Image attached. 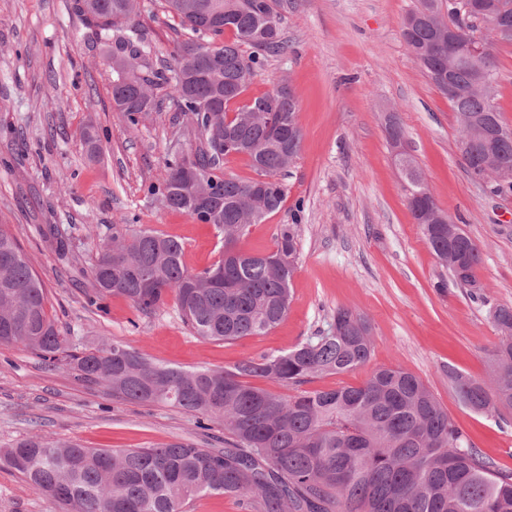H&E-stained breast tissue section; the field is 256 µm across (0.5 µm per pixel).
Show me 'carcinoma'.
<instances>
[{"label": "carcinoma", "instance_id": "1", "mask_svg": "<svg viewBox=\"0 0 512 512\" xmlns=\"http://www.w3.org/2000/svg\"><path fill=\"white\" fill-rule=\"evenodd\" d=\"M441 2L417 0L403 20L404 43L456 112V147L471 177H482L486 155L512 171V128L496 104L493 54L495 45L512 44V35L498 33L502 18L512 29V0H483L485 21L465 24L451 50L448 34L431 20L441 14ZM76 6L98 28L112 66L129 64L127 76L112 88L116 111L159 109L153 89L167 83L178 110L192 116L199 141L168 164L157 193L167 208L212 225L221 242L218 261L191 271L180 239L114 224L92 264L88 302L122 295L149 315L172 293L184 323L203 340L231 342L270 331L288 315L300 225H278L272 252H228L239 248L251 225L282 208L286 193L277 175L301 150L300 129L286 148L279 138L280 129L298 124L296 94L286 85L277 81L253 104H236L265 55L288 49L280 27L263 39L265 18L282 20V0H164L184 38L159 68L150 62L138 0H77ZM227 30L233 40H219ZM228 113L238 154L256 179L222 172ZM486 124L497 126L498 135L483 136ZM188 164L197 170L191 186L184 181ZM402 167L408 207L427 244L458 283L476 287L479 247L461 229L448 244V225L437 223L448 216L437 208L420 169L409 156ZM259 182L264 191L254 195L251 188ZM46 302L25 254L0 228V347L62 359L80 379L116 398L194 414L204 430L213 423L224 428L222 448L186 439L145 448H85L46 436L0 448V463L63 512H186L195 499L216 493L235 498L248 512H512V475L497 471L465 441L415 374L384 366L360 386L305 388L369 361L371 325L348 308L337 309L325 330L285 352L249 357L230 368L184 370L118 341L80 347L48 315ZM493 322L500 336L490 381L448 369L463 405L488 415L512 408V305L496 307ZM257 379L286 392L261 387Z\"/></svg>", "mask_w": 512, "mask_h": 512}]
</instances>
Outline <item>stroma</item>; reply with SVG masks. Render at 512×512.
<instances>
[{
  "label": "stroma",
  "instance_id": "35a3bbf8",
  "mask_svg": "<svg viewBox=\"0 0 512 512\" xmlns=\"http://www.w3.org/2000/svg\"><path fill=\"white\" fill-rule=\"evenodd\" d=\"M154 60L169 58L181 28L163 0H140ZM416 0H283L288 51L270 56L247 97L272 81L298 100L301 151L281 180L282 209L252 225L241 246L273 250L278 225L299 222L297 270L287 317L259 336L210 342L192 336L175 302L138 314L113 296L88 304L91 263L119 218L180 238L198 271L219 257L212 225L166 208L155 194L174 158L199 137L166 89L159 110L112 109L117 75L96 28L74 0H0V226L18 241L47 292L49 315L82 337L127 343L187 370L224 368L280 353L326 328L346 307L371 324L369 362L315 380L334 389L362 384L379 367L419 376L473 447L512 473V412H472L448 379L457 369L484 379L497 342L490 311L512 305V196L487 193L457 151L448 100L408 54L401 23ZM444 213L479 245L477 288L456 284L426 244L407 206L386 131L389 116ZM98 156H91L88 136ZM69 241L59 255L39 228ZM87 448H142L190 439L209 447L192 414L142 406L89 385L65 365L21 347H0V447L31 436ZM0 512H58L0 464Z\"/></svg>",
  "mask_w": 512,
  "mask_h": 512
}]
</instances>
